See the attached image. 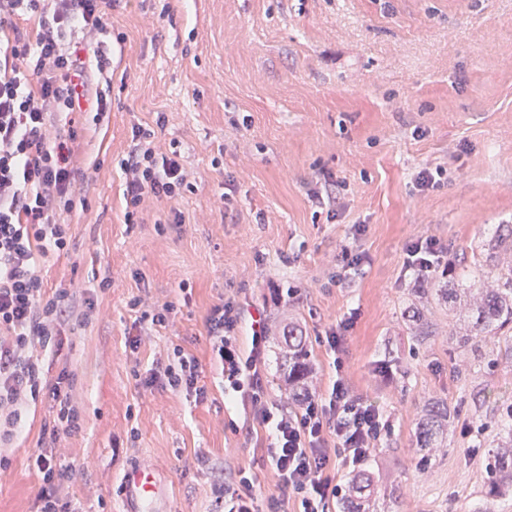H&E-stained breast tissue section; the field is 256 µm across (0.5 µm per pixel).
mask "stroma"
<instances>
[{
    "label": "stroma",
    "instance_id": "obj_1",
    "mask_svg": "<svg viewBox=\"0 0 512 512\" xmlns=\"http://www.w3.org/2000/svg\"><path fill=\"white\" fill-rule=\"evenodd\" d=\"M100 39L111 110L96 126L73 117L86 202L62 216L68 252L40 269L46 293L95 301L84 326H63L68 344L48 371L77 375L83 427L52 450L54 463L87 467L67 498L120 512L134 462L162 470L160 512H212L220 464L250 470L262 498L278 495L268 431L225 394L210 358L207 314L234 295L239 336L258 315L273 332L272 403L288 399L284 329L302 330L323 394L336 371L322 339L352 319L348 379L390 423L366 464L368 512H512V493L483 498L512 354L490 370L457 349L456 317L402 268L413 239L435 237L455 260L512 220V0H120ZM138 125L177 147L191 186L146 197L129 224L118 162ZM425 167L441 175L422 191ZM346 247L367 263L342 270ZM276 288L287 293L278 305ZM138 297L173 311L134 353ZM410 307L427 338H413ZM177 346L198 358L206 401L138 387L135 372ZM430 401L450 417L422 470L417 423ZM49 411L48 399L30 404L7 450L0 512H37L32 457Z\"/></svg>",
    "mask_w": 512,
    "mask_h": 512
}]
</instances>
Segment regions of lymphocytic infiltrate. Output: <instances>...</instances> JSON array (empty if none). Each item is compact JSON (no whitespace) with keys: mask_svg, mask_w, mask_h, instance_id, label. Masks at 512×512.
<instances>
[{"mask_svg":"<svg viewBox=\"0 0 512 512\" xmlns=\"http://www.w3.org/2000/svg\"><path fill=\"white\" fill-rule=\"evenodd\" d=\"M119 0H0V447L21 432L29 402L51 398L53 417L41 428V451L33 460L41 484L38 512H80L65 500L64 487L76 478L72 465L52 461L51 447L79 432L81 414L74 395L75 374L61 369L46 380L40 350L62 351L60 325L75 309L71 289L44 297L38 269L52 252L69 246L62 214L70 212L79 182L75 136L55 135L61 114L91 111L100 123L110 110L105 90H92L89 64L105 71L109 58L96 39ZM37 21L35 31L19 28L15 17ZM84 45H71L74 33ZM134 147L121 160L125 219L133 221L145 196L172 198L189 184L177 153L159 151L153 130L134 127ZM448 252L435 238L421 237L404 249L403 266L418 278L428 277ZM240 323L236 301L214 305L206 327L211 354L224 382L247 402L253 418L268 427L264 450L274 469L280 498L259 506L256 480L238 469L215 482L217 512H286L288 500L298 512H329L330 501L343 490L330 470L335 463L357 469L370 458L375 442L388 430L379 408L354 395L344 375H337L326 394L308 383L294 389V407L268 404L264 380L270 338L253 329L248 349L238 344ZM200 364L181 347L153 360L141 387L186 390L205 401L199 386Z\"/></svg>","mask_w":512,"mask_h":512,"instance_id":"obj_1","label":"lymphocytic infiltrate"}]
</instances>
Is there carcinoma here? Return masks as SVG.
Returning <instances> with one entry per match:
<instances>
[{
	"label": "carcinoma",
	"instance_id": "cac0c4a2",
	"mask_svg": "<svg viewBox=\"0 0 512 512\" xmlns=\"http://www.w3.org/2000/svg\"><path fill=\"white\" fill-rule=\"evenodd\" d=\"M512 250V226L503 227L488 244L483 253L472 256L470 269L448 277V281L430 282L427 294L437 302L448 305L453 312L467 308V324L455 333L458 347L471 351L490 368L497 366L498 359L486 358L484 346L491 339L505 342L512 350V264L499 265L500 252ZM308 350L304 336L297 330L288 331V373L303 376L307 371ZM448 408L438 404L428 406L417 427L419 463L424 465L438 438L443 434ZM499 451L486 464L487 482L485 496L495 498L512 492V408L505 409L498 428ZM372 486L371 478L362 472L352 482L351 494L341 504V512H360L359 500Z\"/></svg>",
	"mask_w": 512,
	"mask_h": 512
}]
</instances>
